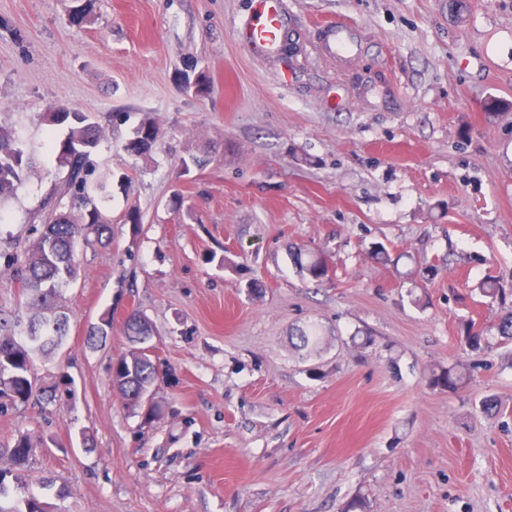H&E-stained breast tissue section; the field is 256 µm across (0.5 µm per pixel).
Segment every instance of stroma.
I'll return each mask as SVG.
<instances>
[{
	"instance_id": "stroma-1",
	"label": "stroma",
	"mask_w": 512,
	"mask_h": 512,
	"mask_svg": "<svg viewBox=\"0 0 512 512\" xmlns=\"http://www.w3.org/2000/svg\"><path fill=\"white\" fill-rule=\"evenodd\" d=\"M250 7L97 0L77 28L65 0H0V125L33 158L0 205V317L26 313L14 260L61 175L47 106L104 125L97 176L130 172L107 183L111 244L79 247L61 290L65 346L35 361L53 397L0 413V469L29 435L23 486L54 512H512V344L494 327L512 311V0H284L273 58L236 39ZM336 22L358 30L346 63L318 48ZM195 61L204 98L182 86ZM143 120L165 137L136 162L122 145ZM132 206L140 225L121 221ZM297 246L331 279H301ZM489 276L505 299L479 295ZM135 309L159 363L150 421L112 386ZM107 310L111 335L88 344ZM311 324L320 344L296 348ZM471 327L490 342L477 356ZM461 363L477 366L464 388L429 385Z\"/></svg>"
}]
</instances>
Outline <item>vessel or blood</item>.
I'll list each match as a JSON object with an SVG mask.
<instances>
[{
    "label": "vessel or blood",
    "mask_w": 512,
    "mask_h": 512,
    "mask_svg": "<svg viewBox=\"0 0 512 512\" xmlns=\"http://www.w3.org/2000/svg\"><path fill=\"white\" fill-rule=\"evenodd\" d=\"M287 24L282 0H252L251 10L237 30V39L255 54L277 55L281 52ZM321 32L325 51L340 60H348L349 50L357 44L354 29L344 23H331L322 27Z\"/></svg>",
    "instance_id": "obj_1"
}]
</instances>
